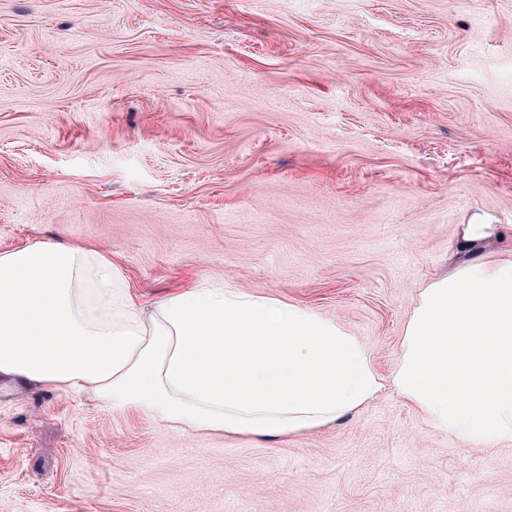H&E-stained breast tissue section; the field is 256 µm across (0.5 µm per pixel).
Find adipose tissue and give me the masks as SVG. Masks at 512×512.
I'll return each mask as SVG.
<instances>
[{"instance_id": "1", "label": "adipose tissue", "mask_w": 512, "mask_h": 512, "mask_svg": "<svg viewBox=\"0 0 512 512\" xmlns=\"http://www.w3.org/2000/svg\"><path fill=\"white\" fill-rule=\"evenodd\" d=\"M0 376L258 437L334 422L387 385L438 431L512 444V254L428 281L385 377L355 336L307 308L219 284L141 303L98 250L29 245L0 254Z\"/></svg>"}]
</instances>
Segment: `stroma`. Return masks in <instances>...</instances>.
<instances>
[{
  "label": "stroma",
  "instance_id": "35a3bbf8",
  "mask_svg": "<svg viewBox=\"0 0 512 512\" xmlns=\"http://www.w3.org/2000/svg\"><path fill=\"white\" fill-rule=\"evenodd\" d=\"M475 214L512 249V0H0V253L294 303L386 376ZM0 512H512V445L388 389L262 439L0 377Z\"/></svg>",
  "mask_w": 512,
  "mask_h": 512
}]
</instances>
